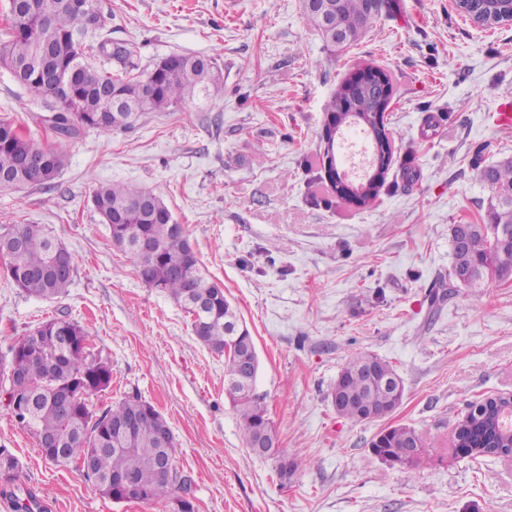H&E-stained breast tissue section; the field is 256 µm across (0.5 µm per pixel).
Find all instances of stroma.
I'll list each match as a JSON object with an SVG mask.
<instances>
[{"mask_svg":"<svg viewBox=\"0 0 512 512\" xmlns=\"http://www.w3.org/2000/svg\"><path fill=\"white\" fill-rule=\"evenodd\" d=\"M97 3L103 36L133 45L136 73L172 54L209 56L224 95L60 140L38 120L42 99L0 67V118L67 156L51 186L0 191V226L43 225L76 262L55 301L0 274V355L44 321L81 324L112 368L91 404L136 391L155 406L197 512H512V461L457 457L449 442L471 402L512 392V279L431 301L448 286L452 226L481 223L490 204L473 155L485 165L512 158V128L496 123L512 99V25L482 29L453 0H388L357 44L332 53L301 0ZM367 63L393 87L394 160L363 209L322 183V135L337 84ZM117 182L163 199L246 323L256 390L280 448L303 462L289 480L277 459L247 449L224 398L223 357L113 247L92 193ZM361 352L404 381L386 419L354 423L332 403L339 371ZM399 424L425 440L423 467L372 454L375 435ZM0 448L19 463L15 481L0 477V512L31 498L37 512H168L161 501H113L77 463L46 460L1 402Z\"/></svg>","mask_w":512,"mask_h":512,"instance_id":"35a3bbf8","label":"stroma"}]
</instances>
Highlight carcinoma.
<instances>
[{
  "mask_svg": "<svg viewBox=\"0 0 512 512\" xmlns=\"http://www.w3.org/2000/svg\"><path fill=\"white\" fill-rule=\"evenodd\" d=\"M97 0H9L8 27L0 39V66L29 92L44 100L46 111L57 113L52 127L62 138H72L84 127L101 132L134 125L146 112H170L194 97L215 100L223 93V82L216 74V62L204 55L173 54L161 59L144 76H132L134 51L126 42L108 38L87 42L88 34L101 28L100 12L92 10ZM324 12L301 0L302 13L317 29L327 48H348L373 26L387 5V0H326ZM457 11L492 27L512 14V0H456ZM89 53L106 55L120 68L107 71L86 60ZM68 77L79 75L74 92L79 96V110H74L69 96L57 84L33 81L35 68ZM350 79L341 81L327 104L331 116L354 112L365 122L363 130L372 140L375 174L369 185L360 189L342 180L336 169L335 127L328 124L324 132L327 159L325 172L331 192L341 201L359 207L372 205L384 184L393 149L384 125L390 97L380 99L368 85L351 91L345 88ZM41 147L23 138L14 124L0 119V175L17 179V187L52 182L66 164V155L58 149L47 150L42 166L30 163V156ZM480 179L488 183L492 194L488 220L470 224L463 244L453 246V265L448 274V289L433 294L432 301L451 299L455 289L463 286L478 292L492 280L512 277V160L487 166ZM95 209L108 224L115 245L129 254L141 279L150 287L168 294L191 317V324L204 327L198 340L211 352L224 357V395L235 411L246 445L275 430L268 416L264 398L255 391L259 365L253 337L224 295V288L202 268L185 230L173 228L175 220L164 201L148 188L106 184L92 196ZM156 244L145 252L141 241ZM61 245L39 224L0 226V264L15 287L26 294L50 300L67 292L74 269H59L54 255ZM206 299L198 310L190 303ZM8 373L19 379V391L29 400L25 414H15L22 428L36 435L60 439L62 452L48 450V459L65 462L66 455L83 454L92 461L93 472L87 474L118 477L134 476L143 500L167 503L187 499L188 478L178 466L166 478L160 475L156 459L161 453L158 431L168 426L154 406L138 393L125 396L104 410L89 404L91 394L75 397L76 409L84 411L83 423H69L56 408L66 395L69 382L88 373L112 382L107 360L90 351L88 332L78 323L53 318L36 330L20 336L9 348ZM397 376L391 362L374 354L352 356L336 378L339 390L336 412L353 421L383 419L402 403L404 387L385 379ZM136 418L125 444L112 445V437H103L100 428L114 420ZM512 411L485 413L471 417L461 429L452 430V444L459 442L488 457L499 448L512 446V426L504 419ZM416 430L408 425L389 426L372 440V453L394 464L398 452L407 448ZM270 456L278 459L279 476L286 480L302 467L278 448Z\"/></svg>",
  "mask_w": 512,
  "mask_h": 512,
  "instance_id": "cac0c4a2",
  "label": "carcinoma"
}]
</instances>
